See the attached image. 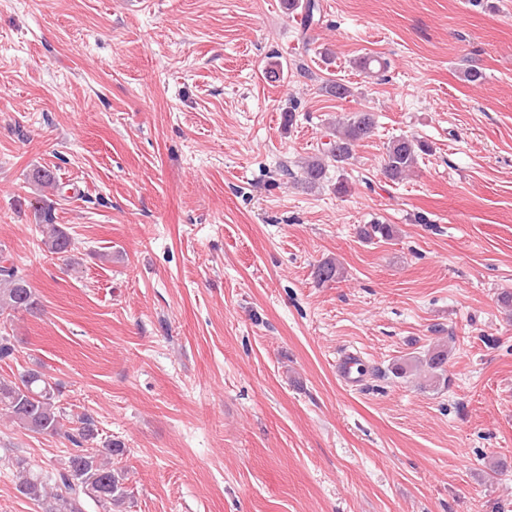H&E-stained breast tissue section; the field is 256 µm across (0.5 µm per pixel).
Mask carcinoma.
I'll return each instance as SVG.
<instances>
[{
	"mask_svg": "<svg viewBox=\"0 0 512 512\" xmlns=\"http://www.w3.org/2000/svg\"><path fill=\"white\" fill-rule=\"evenodd\" d=\"M291 12L304 14L303 29L315 22L320 11L318 0H285ZM376 129L375 114L369 111L354 112L343 122L336 123L319 154L305 160L301 166V181L309 188L329 181L330 163L341 168L353 156L355 147L369 138ZM428 145L414 136L403 135L390 140L385 147L383 174L392 181L402 179L413 169ZM31 182L41 188L60 191L55 176L47 170L35 169ZM44 224L40 225L42 243L47 250L63 256L71 248L66 231L53 223L52 207L43 210ZM365 240L393 237L390 224H365L359 228ZM339 267L327 261L315 269L318 281L331 282L339 277ZM40 310V303L23 271L12 263H0V316H9ZM448 360V350L436 345L427 351L425 362L432 370V377L442 376ZM56 384L38 370H26L11 379L0 378V411L17 426L28 431L58 436L72 445V452L62 467L44 474L29 466L23 458L15 462L16 490L35 502L41 512H84V505L91 501L112 512V507L123 504L127 498L120 478L112 472V456L120 446L107 442L102 447H87L85 443L95 438L92 421L84 417L74 426L65 411L58 405Z\"/></svg>",
	"mask_w": 512,
	"mask_h": 512,
	"instance_id": "obj_1",
	"label": "carcinoma"
}]
</instances>
